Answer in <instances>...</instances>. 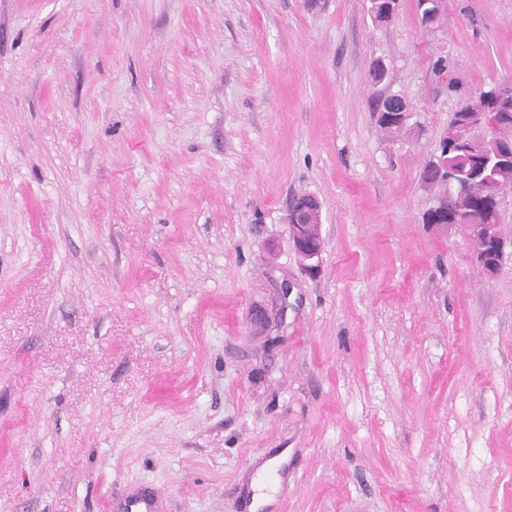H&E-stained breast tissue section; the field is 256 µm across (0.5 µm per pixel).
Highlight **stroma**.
<instances>
[{"instance_id":"1","label":"stroma","mask_w":512,"mask_h":512,"mask_svg":"<svg viewBox=\"0 0 512 512\" xmlns=\"http://www.w3.org/2000/svg\"><path fill=\"white\" fill-rule=\"evenodd\" d=\"M445 4L0 0V512H512V256L421 179L512 0ZM287 224L292 248L300 258L303 270L311 275L320 271L322 241L319 233L321 206L311 196L307 206L297 207L294 199L288 208ZM303 221L317 224H298ZM160 512L159 496L156 491L147 487L122 498L113 499L110 512Z\"/></svg>"}]
</instances>
